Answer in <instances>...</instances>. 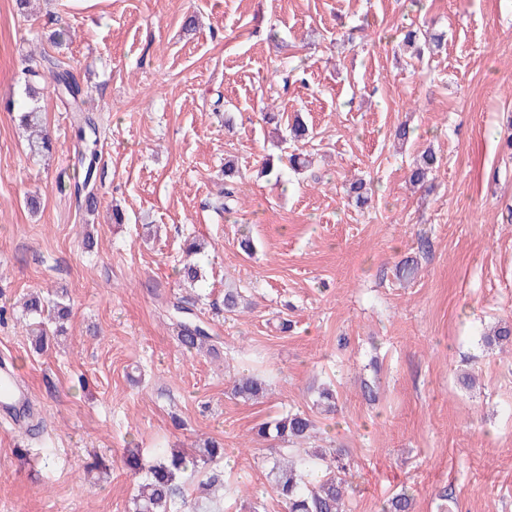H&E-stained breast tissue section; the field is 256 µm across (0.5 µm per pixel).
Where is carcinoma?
<instances>
[{"label": "carcinoma", "instance_id": "carcinoma-1", "mask_svg": "<svg viewBox=\"0 0 512 512\" xmlns=\"http://www.w3.org/2000/svg\"><path fill=\"white\" fill-rule=\"evenodd\" d=\"M47 75L54 86L63 88L71 97L72 111H85L84 93L70 69L64 62L51 56L43 57L41 69L26 70V90L29 96L36 97V85L44 81ZM19 121L29 132L28 146L32 154L44 155L52 150V142L42 129L43 117L38 106L33 105L21 113ZM98 162L97 139H90L84 143L78 159L82 179L74 185L75 193H85L88 204L94 201V195L88 189L94 186ZM436 163L437 158L433 153L423 154L410 171V181L415 184L424 182ZM24 308L33 318L28 333L39 350L47 344V327L63 322L70 315L69 307L60 297L54 300L33 294L24 303ZM172 309L178 328L177 339L183 348L190 352L216 350L215 337L192 320L190 308L177 302L172 305ZM483 342L489 348L511 343L512 328L502 326L493 334L483 337ZM266 391V381L257 376H242L234 382V395L244 400L257 399ZM313 429L311 415L297 411L260 424L256 434L262 439L297 442L307 438ZM222 453V443L217 440L205 442L198 454L190 458L175 451L151 460L144 459L138 450L129 453L125 465L145 475L137 494L132 498L131 512H192L187 500H182L179 505L175 502L182 475L188 468L203 466ZM322 460L323 456L307 451L275 459L271 469L273 490L284 512H344L348 485L342 474L349 470V462L341 450H336V455L327 465L328 473L316 480L314 473ZM384 512H412L410 496L405 492L394 495L385 504Z\"/></svg>", "mask_w": 512, "mask_h": 512}]
</instances>
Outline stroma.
I'll list each match as a JSON object with an SVG mask.
<instances>
[{
  "mask_svg": "<svg viewBox=\"0 0 512 512\" xmlns=\"http://www.w3.org/2000/svg\"><path fill=\"white\" fill-rule=\"evenodd\" d=\"M409 28L444 34L442 49L416 56ZM46 53L90 92L92 211L57 189L79 146L67 96L40 95L43 158L12 114ZM269 112L302 118L307 138L273 142ZM510 114L512 0H31L25 15L0 0V360L42 420L32 437L0 418V512H129L127 449L207 437L225 455L181 478L195 512H284L255 429L311 411L325 382L336 410L316 414L307 445L346 450L347 512H382L403 490L413 512H512V352L482 344L512 324ZM427 149L438 165L416 189L408 170ZM293 153L310 166L291 169ZM269 157L281 179L261 175ZM188 236L206 245L195 287L177 275ZM228 288L247 308L225 312ZM34 291L72 310L41 352L21 308ZM179 300L216 353L179 344ZM249 371L271 384L261 402L231 393ZM214 474L224 487L209 496Z\"/></svg>",
  "mask_w": 512,
  "mask_h": 512,
  "instance_id": "stroma-1",
  "label": "stroma"
}]
</instances>
